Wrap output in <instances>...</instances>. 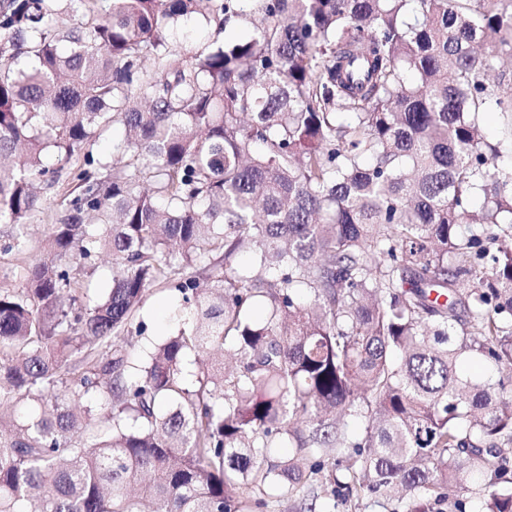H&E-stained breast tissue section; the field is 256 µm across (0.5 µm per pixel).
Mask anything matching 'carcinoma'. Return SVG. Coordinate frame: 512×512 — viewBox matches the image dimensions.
Returning a JSON list of instances; mask_svg holds the SVG:
<instances>
[{
    "instance_id": "carcinoma-1",
    "label": "carcinoma",
    "mask_w": 512,
    "mask_h": 512,
    "mask_svg": "<svg viewBox=\"0 0 512 512\" xmlns=\"http://www.w3.org/2000/svg\"><path fill=\"white\" fill-rule=\"evenodd\" d=\"M191 19L215 27L201 50L171 40ZM506 87L512 0H0L1 253L83 158L0 286V512L327 485L466 512L469 479L478 512H512V374L469 364L512 365ZM156 283L182 327L134 359ZM67 190H69V186L63 173V177L60 183L55 188L46 190L43 194V213L41 214L40 221L34 224L31 230V243L29 253L31 258H34L40 254L44 241L50 232L51 224L54 222L60 196ZM111 266L110 259L102 255L96 260L86 262L84 264L83 279L91 284L99 294L104 293L111 282Z\"/></svg>"
}]
</instances>
